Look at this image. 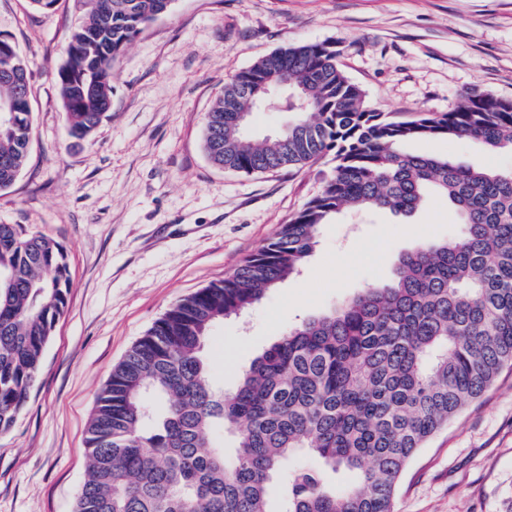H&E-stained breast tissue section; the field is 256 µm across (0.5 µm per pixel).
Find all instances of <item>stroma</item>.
Listing matches in <instances>:
<instances>
[{"mask_svg": "<svg viewBox=\"0 0 512 512\" xmlns=\"http://www.w3.org/2000/svg\"><path fill=\"white\" fill-rule=\"evenodd\" d=\"M84 0L34 10L0 0V35L28 61L30 160L0 192V224L66 249L72 286L38 379L0 434V512H73L99 389L172 305L231 274L317 195L331 157L302 170L213 167L205 118L225 83L297 41L331 43L370 107L403 119L445 112L477 87L512 99V0H173L114 64L112 107L84 142L67 134L55 80ZM409 151L512 170V151L473 140ZM454 208L414 216L347 211L323 225L301 273L208 340L212 381L240 369L289 327L388 282L398 258L457 236ZM384 247L366 254L375 239ZM396 512H512V368L407 465Z\"/></svg>", "mask_w": 512, "mask_h": 512, "instance_id": "35a3bbf8", "label": "stroma"}]
</instances>
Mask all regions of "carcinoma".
I'll return each mask as SVG.
<instances>
[{"mask_svg":"<svg viewBox=\"0 0 512 512\" xmlns=\"http://www.w3.org/2000/svg\"><path fill=\"white\" fill-rule=\"evenodd\" d=\"M56 73L69 135L87 139L103 100L78 92L95 81L112 96L113 63L172 0H87ZM95 32L112 43L103 52ZM275 96L295 119L275 137H252L239 117ZM469 138L512 150V99L473 89L447 112L396 121L321 43L278 48L224 85L206 115L209 161L244 174L301 170L334 153L320 193L224 279L179 300L117 364L97 397L87 469L74 512H395L415 454L512 365V171L412 154L415 141ZM31 113L0 130V191L29 157ZM448 200L460 235L403 254L390 281L294 325L215 387L206 345L297 274L322 225L345 209L410 217ZM71 286L65 248L20 224H0V434L9 432L38 378ZM227 430L234 442L228 461ZM298 452L316 469L282 477ZM357 473L338 493L327 473Z\"/></svg>","mask_w":512,"mask_h":512,"instance_id":"1","label":"carcinoma"}]
</instances>
